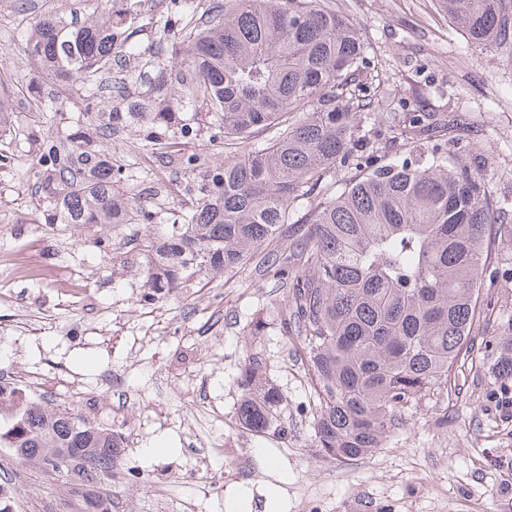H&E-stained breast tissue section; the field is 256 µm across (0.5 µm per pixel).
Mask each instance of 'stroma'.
Returning a JSON list of instances; mask_svg holds the SVG:
<instances>
[{"instance_id":"35a3bbf8","label":"stroma","mask_w":512,"mask_h":512,"mask_svg":"<svg viewBox=\"0 0 512 512\" xmlns=\"http://www.w3.org/2000/svg\"><path fill=\"white\" fill-rule=\"evenodd\" d=\"M356 23L371 58L361 82L368 91L406 99L411 107L447 113L453 136L469 142L463 163L486 172L497 209L512 225V53L493 54L448 16L446 0H329ZM90 11L89 0H0V72L12 94L51 97L48 112L14 108L0 131V373L21 383L41 378L37 403L74 408L87 422L123 428L126 443L112 479V512H225L240 490L247 512H512V408L491 376L500 351L492 339L512 320V252L498 232L484 247L497 276L482 284L489 307L471 333L469 354L447 387L428 392L397 415L381 448L363 459L319 452L311 427L306 365L273 315L287 285L263 254L167 299L149 295L148 261L139 224L65 226L46 218L41 163L46 142L64 133L79 105L34 81L17 47L20 30L47 8ZM188 133L180 155L223 162L236 148L210 140L204 111H182ZM145 127L125 128L102 149L125 168L121 187L153 210L155 221L179 219L167 197L193 172L180 156L146 153ZM265 329L254 335L256 321ZM262 358L282 395L280 429L255 433L238 421L240 369ZM86 399L72 401L66 383ZM224 446L214 454L213 442ZM221 480L204 489L201 461ZM23 512H58L68 487L39 471L0 461Z\"/></svg>"}]
</instances>
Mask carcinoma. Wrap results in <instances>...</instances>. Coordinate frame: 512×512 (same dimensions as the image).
<instances>
[{
	"mask_svg": "<svg viewBox=\"0 0 512 512\" xmlns=\"http://www.w3.org/2000/svg\"><path fill=\"white\" fill-rule=\"evenodd\" d=\"M144 0H106L102 11L65 19L40 16L21 35V51L65 93L86 102L102 139L140 121L171 127L184 106L213 120L212 140L249 144L264 131L266 146L210 164L189 186L169 194L184 223L157 225L153 214L119 187L122 168L85 142L50 139L44 162L55 172L45 187L52 222L142 224L153 260L145 271L150 295L167 298L195 278L214 277L267 250L268 268L289 289L274 305L282 331L304 356L317 447L333 459L362 458L382 446L397 413L448 383L468 353L477 303L488 271L484 251L496 224L490 180L455 162L458 142L438 130L448 119L410 112L408 125L359 133L374 98L355 95L370 61L355 23L327 0H171L182 28L166 54L145 65L155 72L148 100L125 112L129 89L146 72L121 65L140 56L132 41ZM448 15L470 40L512 51V0H448ZM178 87L179 98L168 89ZM397 134L406 154L376 155L373 137ZM152 154H174L176 142L148 135ZM356 162L359 178L326 198L306 234L279 238L291 208L321 187L325 170ZM497 378L512 382V351L499 356ZM239 422L262 433L277 426L282 400L250 355L240 373ZM80 448L96 466L73 474L61 449ZM21 468L37 467L72 490L93 495L112 483L123 451L114 432L67 410L22 401L0 383V453ZM14 490L0 482V512H15Z\"/></svg>",
	"mask_w": 512,
	"mask_h": 512,
	"instance_id": "1",
	"label": "carcinoma"
}]
</instances>
